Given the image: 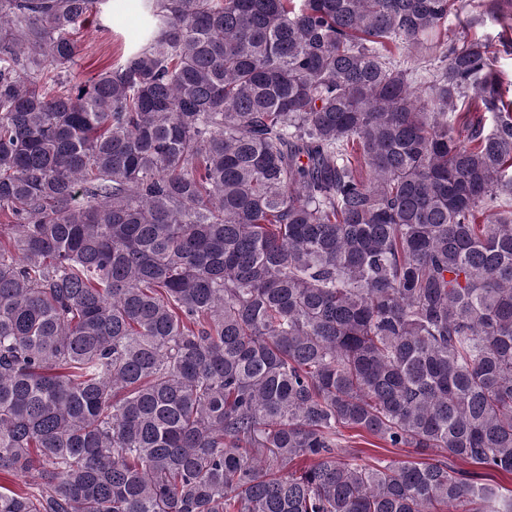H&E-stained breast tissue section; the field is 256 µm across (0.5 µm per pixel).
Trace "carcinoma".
Masks as SVG:
<instances>
[{
  "label": "carcinoma",
  "mask_w": 512,
  "mask_h": 512,
  "mask_svg": "<svg viewBox=\"0 0 512 512\" xmlns=\"http://www.w3.org/2000/svg\"><path fill=\"white\" fill-rule=\"evenodd\" d=\"M103 8L0 0V512H512V0ZM97 20L93 16L82 29L81 52L72 73L78 81L89 80L122 52L142 44L143 17L140 10L114 9L103 23L108 28L99 29ZM340 445L349 455L363 451L362 456H366L369 461L375 458H395L403 461H425L427 458H437L434 453L429 455L417 454L412 448H389L383 442L363 432L356 431L344 430ZM453 463V462H452ZM455 467L464 469L470 473H475L480 479L479 482L489 483L496 486L499 491L504 495H510L512 490V475L501 473L498 471L488 470L484 467H479L473 464H466L460 462L453 463Z\"/></svg>",
  "instance_id": "carcinoma-1"
}]
</instances>
